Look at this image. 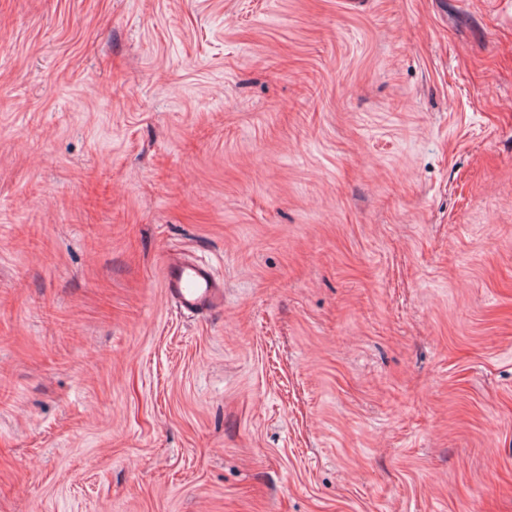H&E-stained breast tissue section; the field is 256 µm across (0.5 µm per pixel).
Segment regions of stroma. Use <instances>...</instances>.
Wrapping results in <instances>:
<instances>
[{"instance_id": "35a3bbf8", "label": "stroma", "mask_w": 512, "mask_h": 512, "mask_svg": "<svg viewBox=\"0 0 512 512\" xmlns=\"http://www.w3.org/2000/svg\"><path fill=\"white\" fill-rule=\"evenodd\" d=\"M0 512H512V0H0ZM164 287L168 297L186 313L202 314L221 305L224 289L209 267L179 255H170L164 264Z\"/></svg>"}]
</instances>
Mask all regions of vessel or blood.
Returning <instances> with one entry per match:
<instances>
[{
  "mask_svg": "<svg viewBox=\"0 0 512 512\" xmlns=\"http://www.w3.org/2000/svg\"><path fill=\"white\" fill-rule=\"evenodd\" d=\"M163 280L168 297L186 313L209 312L224 299V290L209 267L179 255L167 258Z\"/></svg>",
  "mask_w": 512,
  "mask_h": 512,
  "instance_id": "b4317fda",
  "label": "vessel or blood"
}]
</instances>
